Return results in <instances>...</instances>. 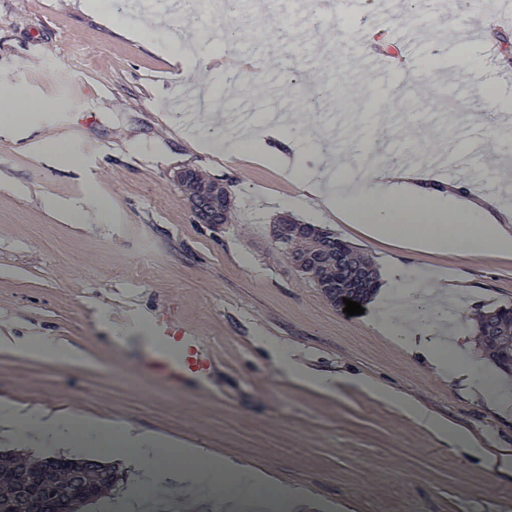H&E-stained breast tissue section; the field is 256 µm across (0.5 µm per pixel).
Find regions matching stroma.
<instances>
[{"label": "stroma", "mask_w": 512, "mask_h": 512, "mask_svg": "<svg viewBox=\"0 0 512 512\" xmlns=\"http://www.w3.org/2000/svg\"><path fill=\"white\" fill-rule=\"evenodd\" d=\"M384 2L349 0L325 26L306 8L266 0L241 15L229 40L208 0H181L174 13L160 6L145 20L113 0L91 12L71 0H0V94L23 105L16 126L0 131V337L82 355L68 365L0 347V400L132 421L266 471L303 491L304 506L291 512H512V469L493 466L512 456V410L484 405L378 334L373 308L346 315L269 236L285 214L322 224L373 261L399 263L400 286L431 289L426 272L453 281L442 302L446 342L467 352L475 375L490 371L468 318L512 306V259L396 249L357 225L321 221L313 204L289 206L304 180L348 156L403 166L467 137L475 150L433 175L475 196L495 187L498 158L512 160V129L491 124L484 100L451 122L429 93L430 83L460 74L512 98V25L497 22V0H399L392 44L425 83L370 112L376 82L354 70L351 37L364 35L363 16ZM268 19L279 39L266 33ZM136 24L139 36L125 37ZM171 28L196 45L180 82L171 78ZM232 49L266 57L265 69L225 66ZM282 112L298 157L293 177L261 144L260 122ZM196 126L239 139L237 154L195 149L186 136ZM60 150L79 169L56 160ZM185 167L224 181L230 223H193L175 180ZM90 189L111 223H65L42 204ZM171 307L214 352L205 391L146 367L150 327ZM276 345L312 371L398 391L473 442L451 444L356 386L322 391L290 379L275 367Z\"/></svg>", "instance_id": "stroma-1"}]
</instances>
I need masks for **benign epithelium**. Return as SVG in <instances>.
<instances>
[{"instance_id": "1", "label": "benign epithelium", "mask_w": 512, "mask_h": 512, "mask_svg": "<svg viewBox=\"0 0 512 512\" xmlns=\"http://www.w3.org/2000/svg\"><path fill=\"white\" fill-rule=\"evenodd\" d=\"M176 180L196 187L188 201L194 223H230L233 197L224 181L211 178L196 168L182 169L176 174ZM270 237L299 275L316 283L332 303L342 300L352 289L366 291L375 286V267L359 261L347 245L323 236L313 224L291 223L284 216L270 225ZM298 238L308 240L309 244L296 249ZM338 267L353 270L356 280L348 285L337 281L331 272ZM108 486H112V474L73 466L64 454L49 453L32 459L17 453L12 472L0 474V501L20 500L31 512H85Z\"/></svg>"}]
</instances>
